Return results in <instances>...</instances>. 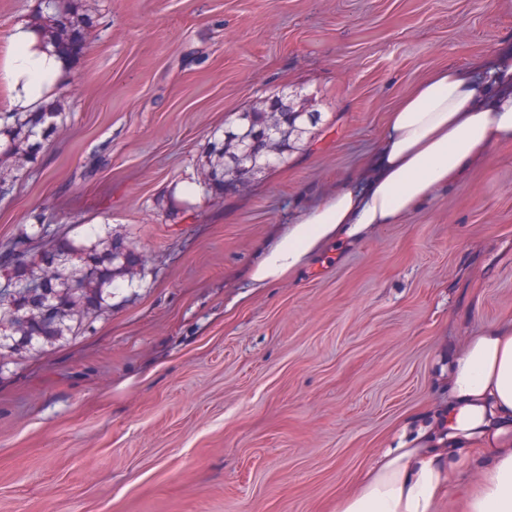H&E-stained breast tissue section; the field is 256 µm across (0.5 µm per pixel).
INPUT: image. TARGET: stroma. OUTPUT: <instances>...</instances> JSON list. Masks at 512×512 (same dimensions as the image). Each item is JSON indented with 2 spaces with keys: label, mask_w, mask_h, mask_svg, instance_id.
Returning a JSON list of instances; mask_svg holds the SVG:
<instances>
[{
  "label": "stroma",
  "mask_w": 512,
  "mask_h": 512,
  "mask_svg": "<svg viewBox=\"0 0 512 512\" xmlns=\"http://www.w3.org/2000/svg\"><path fill=\"white\" fill-rule=\"evenodd\" d=\"M85 50L31 160L0 154V286L21 227L121 243L111 307L0 350V512H334L390 448L438 430L448 366L512 322V143L399 224L268 288L249 274L358 174L432 71L512 42V0H77ZM41 0H0L10 35ZM277 93L319 113L226 197L207 155ZM485 450L456 448L434 512H464Z\"/></svg>",
  "instance_id": "stroma-1"
}]
</instances>
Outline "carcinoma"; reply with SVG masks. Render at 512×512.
<instances>
[{"label": "carcinoma", "mask_w": 512, "mask_h": 512, "mask_svg": "<svg viewBox=\"0 0 512 512\" xmlns=\"http://www.w3.org/2000/svg\"><path fill=\"white\" fill-rule=\"evenodd\" d=\"M47 9L48 12L41 11L36 17V33L67 59L80 55L88 18L75 7H59L57 0H47ZM58 116L59 110L53 103L43 106L40 112L10 113L12 122L0 128V137L8 142L6 152L34 156L40 148L37 138L50 136ZM266 116L263 108L245 112L233 131L240 136L249 128H259L266 123ZM211 156L213 178L208 182L209 190L221 196L236 192L244 184L241 177L231 174L226 181L218 172L238 168L237 146L230 142L223 153L213 152ZM33 238L24 229L14 240L8 252L13 272L0 287V341L13 351L80 334L90 315L107 307L103 285L112 283V266L135 263L132 253H120L112 245L99 253L95 248L85 249L62 241L43 252H35L28 245ZM45 301L54 310L49 319L40 315Z\"/></svg>", "instance_id": "carcinoma-1"}]
</instances>
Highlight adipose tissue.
Returning <instances> with one entry per match:
<instances>
[{
	"mask_svg": "<svg viewBox=\"0 0 512 512\" xmlns=\"http://www.w3.org/2000/svg\"><path fill=\"white\" fill-rule=\"evenodd\" d=\"M0 80L18 112L40 109L62 75L54 49L16 27ZM512 142V45L470 68L423 79L388 112L383 140L364 170L344 180L266 251L250 278L265 288L307 265L328 244L356 242L397 224ZM447 430L412 448L388 449L336 502V512H434L450 483L448 458L463 442L489 448L466 512H512V323L470 337L448 368Z\"/></svg>",
	"mask_w": 512,
	"mask_h": 512,
	"instance_id": "ef3b65f1",
	"label": "adipose tissue"
}]
</instances>
